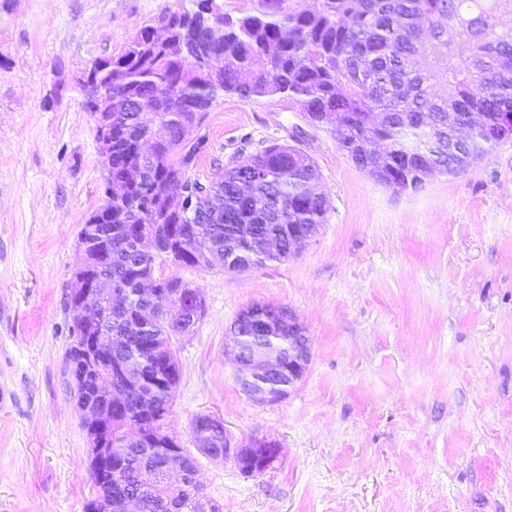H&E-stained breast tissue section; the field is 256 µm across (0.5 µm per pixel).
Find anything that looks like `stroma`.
<instances>
[{
	"instance_id": "obj_1",
	"label": "stroma",
	"mask_w": 512,
	"mask_h": 512,
	"mask_svg": "<svg viewBox=\"0 0 512 512\" xmlns=\"http://www.w3.org/2000/svg\"><path fill=\"white\" fill-rule=\"evenodd\" d=\"M177 0H0V512H84L90 448L71 394L66 292L77 236L103 202L91 64L120 55ZM192 177L272 142L316 163L329 209L283 263L227 273L172 259L155 274L198 288L205 315L174 337L164 429L197 461L222 512H512V139L416 191L382 185L279 97H227ZM288 308L311 360L262 404L224 351L238 314ZM219 417L231 448L278 444L257 475L196 451Z\"/></svg>"
}]
</instances>
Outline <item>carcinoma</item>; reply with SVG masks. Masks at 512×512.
<instances>
[{
	"mask_svg": "<svg viewBox=\"0 0 512 512\" xmlns=\"http://www.w3.org/2000/svg\"><path fill=\"white\" fill-rule=\"evenodd\" d=\"M192 2L194 8L180 4L140 28L100 83L101 92L112 93V281L124 289L134 317L145 305L144 281L162 291L182 288L177 277H153L155 250L172 224L183 228L175 262L199 267L208 252L247 270L288 260V228L325 222L326 196L297 191L318 168L296 146L270 144L208 183L189 175L182 156L187 136L226 96L280 95L314 123L326 112L342 113L338 147L372 141L368 168L381 177L396 174L404 190L422 185L402 169L422 117L441 141L429 157L435 169L458 167L448 133L467 126L471 112L489 113L488 124L466 137L473 157L509 138L503 122L512 116V29L496 17L512 0H248L249 8L224 11V26L211 36L193 26L203 14L202 0ZM460 41L463 54L456 51ZM431 54L442 56L439 68H421L418 61ZM434 84L443 94L431 92ZM203 188L221 199L219 215L208 212ZM279 310L256 303L236 319L233 335L244 356L275 344L288 362V325L269 329ZM112 335L123 339L125 353L143 359V374L171 369L168 385L142 386V408L112 436L122 444L115 504L140 491L143 469L165 463L158 452L146 454L136 435L163 429L180 368L176 360L164 366L152 352L158 337L176 335L168 321L144 329L114 308ZM172 507L198 512L185 496L172 505L159 495L147 498L141 512Z\"/></svg>",
	"mask_w": 512,
	"mask_h": 512,
	"instance_id": "1",
	"label": "carcinoma"
}]
</instances>
